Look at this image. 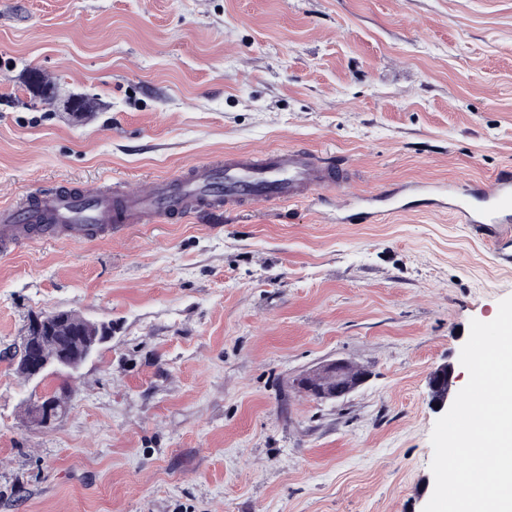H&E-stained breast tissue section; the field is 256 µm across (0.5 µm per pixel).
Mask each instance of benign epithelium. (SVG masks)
Returning a JSON list of instances; mask_svg holds the SVG:
<instances>
[{"instance_id":"1","label":"benign epithelium","mask_w":512,"mask_h":512,"mask_svg":"<svg viewBox=\"0 0 512 512\" xmlns=\"http://www.w3.org/2000/svg\"><path fill=\"white\" fill-rule=\"evenodd\" d=\"M59 312L54 311L33 319L27 328L17 350L16 362L27 368L30 378L39 377L51 368H65L76 371L92 354V344L78 357H69L64 353L52 358L45 356V346L54 340V326L58 323ZM364 369L344 360H334L316 369L305 372L294 379V384L303 392L319 400H336L345 397L367 380ZM453 369L444 365L429 377L430 403L432 406L445 407L452 389ZM66 412V407L53 397V393L44 392L30 405L31 421L41 427H49Z\"/></svg>"}]
</instances>
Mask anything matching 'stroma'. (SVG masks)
I'll return each mask as SVG.
<instances>
[{
	"label": "stroma",
	"mask_w": 512,
	"mask_h": 512,
	"mask_svg": "<svg viewBox=\"0 0 512 512\" xmlns=\"http://www.w3.org/2000/svg\"><path fill=\"white\" fill-rule=\"evenodd\" d=\"M289 146L344 160L356 207L512 176V0H0V206ZM509 296L492 239L415 196L360 224L323 191L22 246L0 259V512H423L429 377L466 385L470 323ZM59 310L112 337L26 379L8 351ZM335 359L366 382L294 386ZM61 388L68 412L30 423ZM364 369L344 360H334L294 379L303 392L319 400L345 397L367 380ZM30 411L34 424L49 427L64 415L66 407L53 397V392H44L31 403Z\"/></svg>",
	"instance_id": "stroma-1"
}]
</instances>
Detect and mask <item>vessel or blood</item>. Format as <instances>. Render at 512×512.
Returning <instances> with one entry per match:
<instances>
[{"mask_svg":"<svg viewBox=\"0 0 512 512\" xmlns=\"http://www.w3.org/2000/svg\"><path fill=\"white\" fill-rule=\"evenodd\" d=\"M330 161L315 163L297 147L264 153L237 152L195 164L188 175L124 185L107 192L89 188H43L23 205L0 208V256L35 242L87 240L124 232L131 224L183 220L203 212L304 198L342 186ZM429 193V205L451 207L468 224L512 222V179L499 177L449 195L447 189L413 185Z\"/></svg>","mask_w":512,"mask_h":512,"instance_id":"obj_1","label":"vessel or blood"}]
</instances>
